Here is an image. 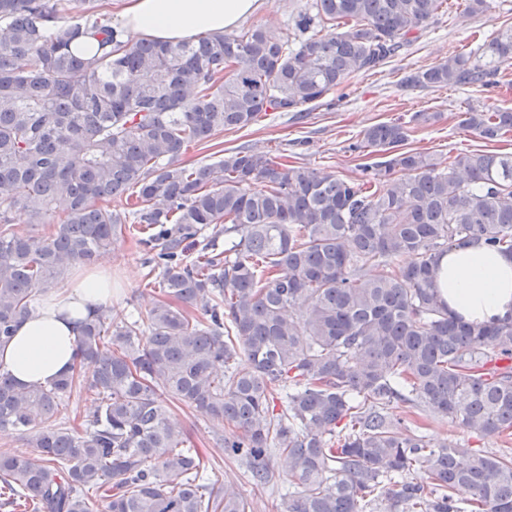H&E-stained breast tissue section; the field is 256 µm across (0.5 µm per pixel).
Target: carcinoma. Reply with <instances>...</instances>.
Instances as JSON below:
<instances>
[{
	"label": "carcinoma",
	"instance_id": "obj_1",
	"mask_svg": "<svg viewBox=\"0 0 512 512\" xmlns=\"http://www.w3.org/2000/svg\"><path fill=\"white\" fill-rule=\"evenodd\" d=\"M442 2L313 0L293 37L256 25L172 45L124 37L98 0H0V346L130 216L164 295L144 324L98 310L79 366L49 385L20 387L0 365V429L29 435L28 449L0 452V506L93 512L94 488L106 512H248L186 446L166 395L227 427L224 455L255 484L273 480L278 452L298 487L287 512H378L383 497L384 512H512V448L471 446L512 435V315L464 322L436 288L457 244L512 254V154L459 153L442 172L404 150L406 125L381 122L352 145L378 156L358 180L251 150L181 162L377 68ZM88 36L91 58L73 49ZM511 61L512 27L405 84L486 87ZM464 123L495 141L512 110ZM15 210L58 227L21 233ZM209 226L224 253L185 260ZM81 388L95 407L80 430L57 415ZM420 418L468 439L433 443Z\"/></svg>",
	"mask_w": 512,
	"mask_h": 512
}]
</instances>
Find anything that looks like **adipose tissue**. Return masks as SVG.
Instances as JSON below:
<instances>
[{"instance_id": "obj_1", "label": "adipose tissue", "mask_w": 512, "mask_h": 512, "mask_svg": "<svg viewBox=\"0 0 512 512\" xmlns=\"http://www.w3.org/2000/svg\"><path fill=\"white\" fill-rule=\"evenodd\" d=\"M260 0H124L121 27L132 39L170 44L234 28ZM440 294L450 312L474 323L512 314V256L462 244L440 260ZM112 302V272L76 267L60 288L43 295L31 317L0 348V365L20 385H47L77 365L82 321Z\"/></svg>"}]
</instances>
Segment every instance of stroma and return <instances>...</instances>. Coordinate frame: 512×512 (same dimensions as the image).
<instances>
[{
	"instance_id": "1",
	"label": "stroma",
	"mask_w": 512,
	"mask_h": 512,
	"mask_svg": "<svg viewBox=\"0 0 512 512\" xmlns=\"http://www.w3.org/2000/svg\"><path fill=\"white\" fill-rule=\"evenodd\" d=\"M482 14H470L468 0H444L428 25L393 57L375 70L345 82L306 118L291 112H268L255 125L227 130L203 144L188 147L186 165L217 162L240 147L255 152L284 154L289 162L310 168L327 169L356 178L365 159L353 151L361 132L380 122H402L409 126L408 148L431 155L439 170H446L450 156L461 152L490 150L512 153V133L496 142L483 140L467 129L463 119L469 109L488 111L512 109V64L502 67L496 85L488 88H409L403 79L409 73L463 50H477L498 30L512 26V0H489ZM312 0H264L260 10L244 22L245 27L265 26L273 35L294 32L299 12L310 9ZM418 112L439 113L438 121L415 125L410 118ZM112 268L111 310L122 318H147L161 298L159 274L150 270L135 238L124 235L113 240L104 260ZM169 411L183 428L190 445L214 464L211 476L220 484L235 488L249 502L251 512H286L288 477L258 486L246 467L225 457L219 446L224 433L221 423L193 409L169 404Z\"/></svg>"
}]
</instances>
